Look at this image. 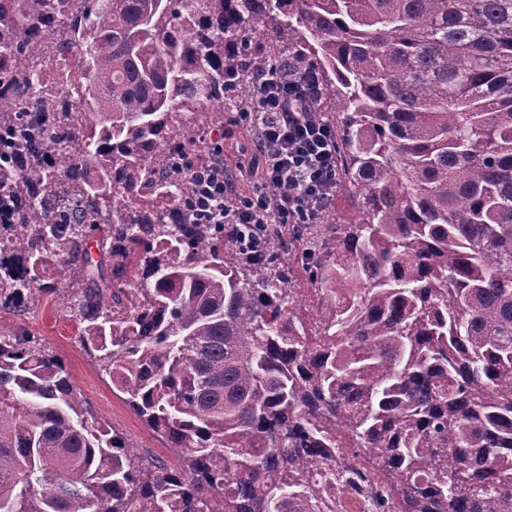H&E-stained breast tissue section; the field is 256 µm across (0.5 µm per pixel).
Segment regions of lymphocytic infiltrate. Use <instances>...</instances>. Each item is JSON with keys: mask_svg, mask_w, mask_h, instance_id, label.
Listing matches in <instances>:
<instances>
[{"mask_svg": "<svg viewBox=\"0 0 512 512\" xmlns=\"http://www.w3.org/2000/svg\"><path fill=\"white\" fill-rule=\"evenodd\" d=\"M323 88L315 72H259L250 110L258 188L238 196L224 164L199 167L195 207L210 224H317L336 201V137L316 115Z\"/></svg>", "mask_w": 512, "mask_h": 512, "instance_id": "obj_1", "label": "lymphocytic infiltrate"}]
</instances>
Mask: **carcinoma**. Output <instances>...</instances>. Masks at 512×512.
Returning a JSON list of instances; mask_svg holds the SVG:
<instances>
[{"mask_svg":"<svg viewBox=\"0 0 512 512\" xmlns=\"http://www.w3.org/2000/svg\"><path fill=\"white\" fill-rule=\"evenodd\" d=\"M250 32L352 222L194 211ZM0 202V312L51 297L178 460L0 329V512H336L358 456L373 512H512V0H0Z\"/></svg>","mask_w":512,"mask_h":512,"instance_id":"cac0c4a2","label":"carcinoma"}]
</instances>
